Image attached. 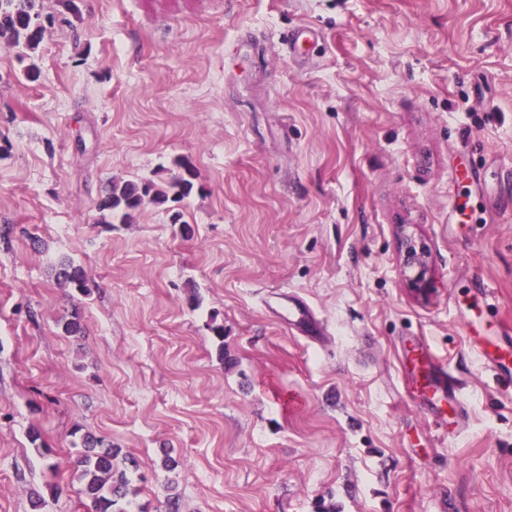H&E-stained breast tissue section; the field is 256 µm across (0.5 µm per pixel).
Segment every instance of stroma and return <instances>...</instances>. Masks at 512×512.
I'll return each instance as SVG.
<instances>
[{"label": "stroma", "mask_w": 512, "mask_h": 512, "mask_svg": "<svg viewBox=\"0 0 512 512\" xmlns=\"http://www.w3.org/2000/svg\"><path fill=\"white\" fill-rule=\"evenodd\" d=\"M41 15L35 52L0 47V512H86L77 429L136 461L131 512H512V383L466 328L512 332V0ZM304 22L321 45L296 57ZM185 164L183 201L101 223L112 180L164 188ZM272 293L323 335L282 325ZM420 345L466 408L455 430L416 383ZM321 39V34L318 29L310 25H302L291 31H288L283 40L288 44V49L295 52L296 48L308 44H317ZM401 265L407 284L416 292H423L429 279V254L413 232L403 231L401 241Z\"/></svg>", "instance_id": "35a3bbf8"}]
</instances>
